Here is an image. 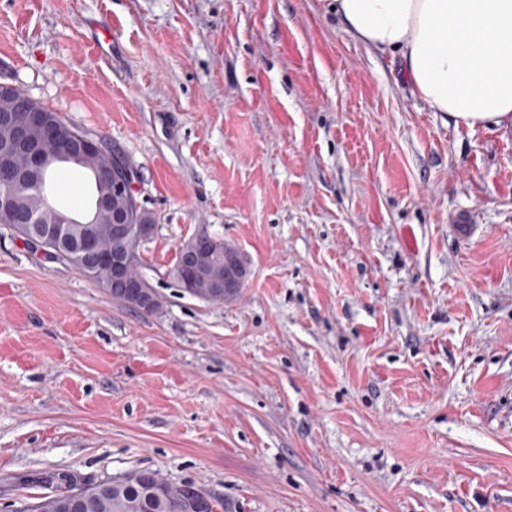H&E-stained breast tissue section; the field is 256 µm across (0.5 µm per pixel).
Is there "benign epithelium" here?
Listing matches in <instances>:
<instances>
[{
    "label": "benign epithelium",
    "mask_w": 512,
    "mask_h": 512,
    "mask_svg": "<svg viewBox=\"0 0 512 512\" xmlns=\"http://www.w3.org/2000/svg\"><path fill=\"white\" fill-rule=\"evenodd\" d=\"M101 153L99 140L75 135L53 121L36 101L16 95L15 86L0 84V167L9 172L0 182V212L15 213L20 198H33L28 218L20 225L24 241L50 258L67 256L90 280H98L107 270L111 273L109 288L131 293L137 283L129 277L128 268L153 225L129 224L126 214L112 211V197L129 196L130 177L121 168L99 166L96 158ZM62 163L81 166L93 175L95 184L109 187L107 196L93 200L86 226L78 232L75 225L80 220L57 206L40 177L43 171ZM103 210L113 213L108 234L116 248L110 252L100 247L98 233L90 230ZM224 261L227 276L212 292L231 295L244 280L245 267L238 252L225 253Z\"/></svg>",
    "instance_id": "obj_1"
}]
</instances>
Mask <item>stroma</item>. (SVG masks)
Instances as JSON below:
<instances>
[{
	"label": "stroma",
	"mask_w": 512,
	"mask_h": 512,
	"mask_svg": "<svg viewBox=\"0 0 512 512\" xmlns=\"http://www.w3.org/2000/svg\"><path fill=\"white\" fill-rule=\"evenodd\" d=\"M328 2L0 0V83L124 154L164 301L0 225V506L146 469L217 512H512V125L428 109ZM201 229L234 300L170 274ZM195 236L205 237L214 243L212 248L200 253L197 259L199 267L205 272L208 278L211 280L224 279L225 266L227 268V276L224 279V285L219 284L211 287L214 288L212 292L217 294L224 293V295L233 294L244 280L246 273L240 253L238 251L226 252L233 247L225 243L224 250V239L211 235L207 230L201 229ZM224 251L226 252L225 256Z\"/></svg>",
	"instance_id": "obj_1"
}]
</instances>
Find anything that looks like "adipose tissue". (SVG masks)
<instances>
[{
    "mask_svg": "<svg viewBox=\"0 0 512 512\" xmlns=\"http://www.w3.org/2000/svg\"><path fill=\"white\" fill-rule=\"evenodd\" d=\"M366 49L400 55L418 98L469 129L512 124V0H331Z\"/></svg>",
    "mask_w": 512,
    "mask_h": 512,
    "instance_id": "1",
    "label": "adipose tissue"
}]
</instances>
